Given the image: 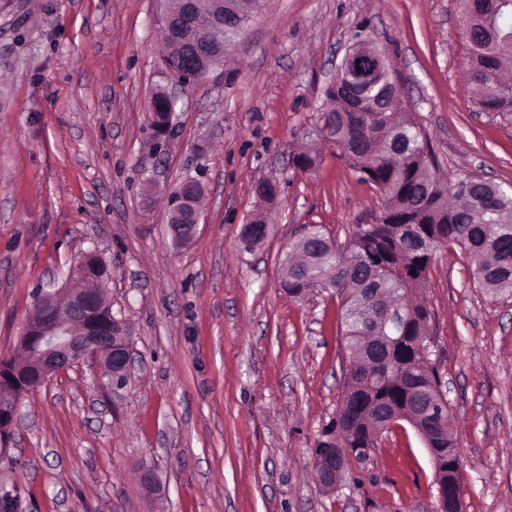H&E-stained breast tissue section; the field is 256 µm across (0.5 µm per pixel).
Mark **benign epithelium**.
I'll use <instances>...</instances> for the list:
<instances>
[{
  "mask_svg": "<svg viewBox=\"0 0 512 512\" xmlns=\"http://www.w3.org/2000/svg\"><path fill=\"white\" fill-rule=\"evenodd\" d=\"M166 14L176 17L173 26L166 30L165 44L180 51L186 60L183 79L172 85L189 90L203 83L211 71L224 58L228 44L196 36L201 23L213 31H224V0H168ZM383 66L382 55L371 47L347 49L330 82H340L344 73H349L354 90L365 91ZM163 100L170 112H175L177 102L173 89L163 88V95L152 93L148 105L154 109L158 100ZM203 187L189 177L183 181L172 197L168 213V224L172 234L187 230L181 242L192 243L196 238L197 225L202 215ZM99 261L96 252H85L79 260V279L70 280L61 290L39 293V308H49V319H37L26 323L20 341L27 349L24 362L0 364V385L8 390L5 401H0V435L6 437L17 422L18 405L21 398L35 390L57 374L81 363L104 360L106 367L123 382L135 364L130 343L131 328L122 318L110 313H92L95 299L102 296V285L85 279V270L90 261ZM420 402L428 413L446 423L445 397L422 398ZM405 421L420 435L430 457L437 487L440 512H461V491L457 475L461 471V459L450 456L443 448L436 447L437 440L424 431L417 420L409 415L392 414L384 422L390 429ZM355 463L354 450L342 447L339 432L331 428L323 433L322 445L313 450L312 466L316 481L322 488L334 490L346 463Z\"/></svg>",
  "mask_w": 512,
  "mask_h": 512,
  "instance_id": "7a95c632",
  "label": "benign epithelium"
}]
</instances>
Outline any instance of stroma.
I'll list each match as a JSON object with an SVG mask.
<instances>
[{
    "mask_svg": "<svg viewBox=\"0 0 512 512\" xmlns=\"http://www.w3.org/2000/svg\"><path fill=\"white\" fill-rule=\"evenodd\" d=\"M163 10L0 0V357L17 354L37 289L87 251L110 266L136 357L123 383L86 363L21 401L0 446V512H439L408 426L336 493L317 485L312 450L343 387L339 304L289 297L280 267L311 225L342 241L379 210L331 150L315 172L291 166L355 42L385 53L448 179L512 183V114L477 105L459 0H262L223 68L181 95L156 153L147 104L165 82ZM188 176L204 187V218L176 247L169 198ZM265 178L282 193L249 250L241 227ZM423 297L462 510L512 512V296L474 286L456 249L437 255Z\"/></svg>",
    "mask_w": 512,
    "mask_h": 512,
    "instance_id": "35a3bbf8",
    "label": "stroma"
}]
</instances>
